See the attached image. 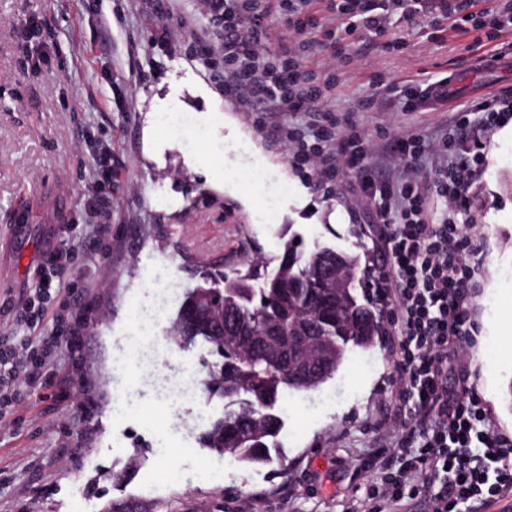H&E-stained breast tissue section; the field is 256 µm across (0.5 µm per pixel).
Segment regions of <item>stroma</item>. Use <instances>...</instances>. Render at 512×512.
Masks as SVG:
<instances>
[{
    "instance_id": "stroma-1",
    "label": "stroma",
    "mask_w": 512,
    "mask_h": 512,
    "mask_svg": "<svg viewBox=\"0 0 512 512\" xmlns=\"http://www.w3.org/2000/svg\"><path fill=\"white\" fill-rule=\"evenodd\" d=\"M157 2L0 0V301L25 296L42 256L73 245L70 225L91 223L85 186L100 143L111 144L115 172L111 255L71 271L92 283L97 310L83 343L86 390L63 402L55 388L37 390L0 428V512H101L126 497L188 512H366L378 472L365 458L409 431L389 336L351 352L319 389L284 396L271 463L247 466L198 443L224 402L180 394L210 355L201 342L170 347L166 334L201 267L276 265L294 234L376 268L382 257L374 207L353 175L330 188L295 168L279 116L238 111L218 69L196 61L198 32L179 15L200 14L201 0L170 13ZM34 15L44 22L31 31ZM389 15L385 33L352 36L343 17L324 16L315 37L336 51L304 59L334 68L327 107L354 111L381 184L406 174L385 151L391 139L419 134L434 162L458 109L477 124L476 105L512 94V0H500L495 20L458 24L431 11L408 25L399 10ZM161 33L166 42L155 43ZM28 43L49 47L40 69ZM440 79L455 98L403 111L405 92ZM378 86L386 93L376 99ZM484 154L486 172L456 217L482 246L478 332L451 355L448 382L468 376L495 430L512 436V343L501 340L512 315V120L490 131ZM87 398L93 408L77 418ZM137 450L146 460L131 479L106 481Z\"/></svg>"
}]
</instances>
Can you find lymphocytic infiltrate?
Instances as JSON below:
<instances>
[{"mask_svg":"<svg viewBox=\"0 0 512 512\" xmlns=\"http://www.w3.org/2000/svg\"><path fill=\"white\" fill-rule=\"evenodd\" d=\"M206 24L204 60L224 59V92L244 112H321L313 130L282 121L280 139L301 167H317L338 183L344 168L358 172L357 188L375 205L384 267L376 292L398 368L394 392L419 422L397 447L381 448L371 466L382 474L372 488L369 512H402L408 500L427 492L433 512H470L512 492V439L493 428L491 416L467 382L448 388V353L474 327L470 318L479 248L456 222L469 186L485 171L482 134L512 118V98L486 101L480 130L444 140L442 161L428 181L411 176L379 188L365 165L366 138L348 116L322 112L336 91L334 74L303 68L319 49L313 33L319 18L309 0H202ZM332 14L347 17V34L383 32L388 22L377 0H329ZM447 204L443 215L429 208V193ZM68 269L60 256L38 264L34 286L21 306L0 304V317L14 326L0 336V423L11 420L23 393L46 385L63 369L59 350L79 351L83 324L45 329L48 303L57 297Z\"/></svg>","mask_w":512,"mask_h":512,"instance_id":"f902f5d3","label":"lymphocytic infiltrate"}]
</instances>
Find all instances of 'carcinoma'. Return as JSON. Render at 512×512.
I'll return each mask as SVG.
<instances>
[{
    "label": "carcinoma",
    "instance_id": "cac0c4a2",
    "mask_svg": "<svg viewBox=\"0 0 512 512\" xmlns=\"http://www.w3.org/2000/svg\"><path fill=\"white\" fill-rule=\"evenodd\" d=\"M319 249L290 237L271 271L262 274L257 264L209 269L187 289L182 307L195 304L199 314L192 323L173 317L168 338L180 348L207 343L214 365L202 390L211 398L231 400L224 415L199 436L202 447L246 464L269 461L281 428L275 412L280 391L320 386L351 350L373 345L382 334L381 310L357 293L361 255L340 253L349 282L338 310L336 289L328 287L314 260ZM314 316L320 319L321 349L329 363L304 379L291 366L288 337L302 333Z\"/></svg>",
    "mask_w": 512,
    "mask_h": 512
}]
</instances>
